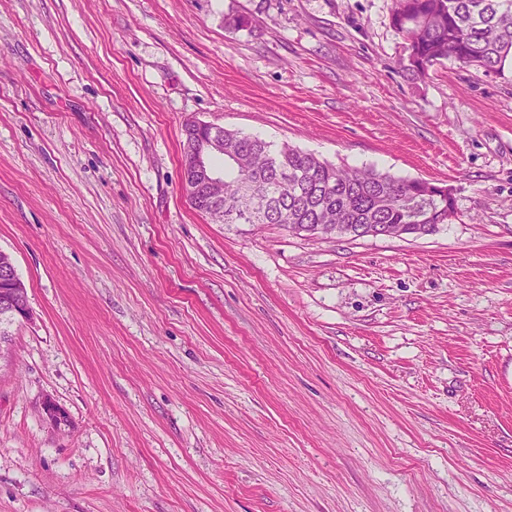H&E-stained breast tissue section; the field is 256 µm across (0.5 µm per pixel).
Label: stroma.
I'll return each mask as SVG.
<instances>
[{"mask_svg": "<svg viewBox=\"0 0 512 512\" xmlns=\"http://www.w3.org/2000/svg\"><path fill=\"white\" fill-rule=\"evenodd\" d=\"M393 6L0 0V251L31 308L0 512H512V65L413 78ZM190 120L446 184L456 216L212 223ZM38 412L42 420L56 428V431H65L69 428L67 412L51 397H44L39 405Z\"/></svg>", "mask_w": 512, "mask_h": 512, "instance_id": "1", "label": "stroma"}]
</instances>
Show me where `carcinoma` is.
<instances>
[{"label": "carcinoma", "instance_id": "carcinoma-1", "mask_svg": "<svg viewBox=\"0 0 512 512\" xmlns=\"http://www.w3.org/2000/svg\"><path fill=\"white\" fill-rule=\"evenodd\" d=\"M395 28L408 44L405 70L424 77L453 58L499 73L512 62V0H395ZM224 223L257 224L253 196L265 200L269 224L448 223L455 199L448 186L396 178L371 168H341L288 144L224 130ZM248 183L253 196L243 192Z\"/></svg>", "mask_w": 512, "mask_h": 512}]
</instances>
